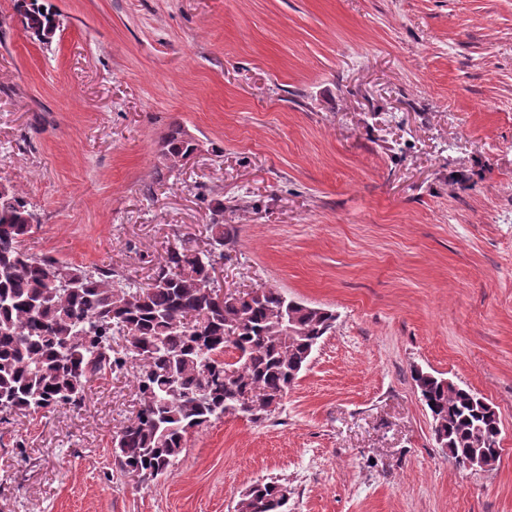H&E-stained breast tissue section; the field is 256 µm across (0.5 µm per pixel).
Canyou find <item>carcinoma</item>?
Returning a JSON list of instances; mask_svg holds the SVG:
<instances>
[{
  "mask_svg": "<svg viewBox=\"0 0 512 512\" xmlns=\"http://www.w3.org/2000/svg\"><path fill=\"white\" fill-rule=\"evenodd\" d=\"M25 30L49 31L59 14L39 0H16ZM197 149L173 129L161 154L170 170ZM204 247H170L146 285L53 255L35 256L24 238L40 224L13 185L0 182V414L38 415L79 407L91 382L139 361L135 418L113 438L123 471L148 480L165 473L186 435L226 415L260 421L280 405L333 327L329 310L273 288L221 293L216 265L234 243L224 204L213 209ZM297 329L288 335V327ZM435 442L461 465L474 453L500 455L501 418L471 388L414 370ZM276 482L258 483L238 512H284Z\"/></svg>",
  "mask_w": 512,
  "mask_h": 512,
  "instance_id": "carcinoma-1",
  "label": "carcinoma"
}]
</instances>
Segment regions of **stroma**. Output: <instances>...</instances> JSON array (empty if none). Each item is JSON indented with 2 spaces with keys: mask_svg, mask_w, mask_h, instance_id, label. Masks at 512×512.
<instances>
[{
  "mask_svg": "<svg viewBox=\"0 0 512 512\" xmlns=\"http://www.w3.org/2000/svg\"><path fill=\"white\" fill-rule=\"evenodd\" d=\"M51 45L0 0V180L39 215L32 254L147 282L235 238L219 286L274 288L333 328L261 422L192 433L150 482L112 437L132 373L80 409L0 419V512H512V0H42ZM199 144L168 169L164 138ZM487 398L490 470L449 461L412 380ZM283 485L276 482L255 484L243 496L238 505L239 512H287L283 510L286 496Z\"/></svg>",
  "mask_w": 512,
  "mask_h": 512,
  "instance_id": "stroma-1",
  "label": "stroma"
}]
</instances>
